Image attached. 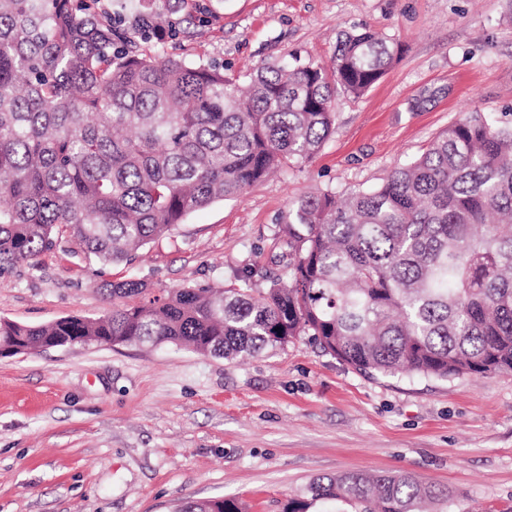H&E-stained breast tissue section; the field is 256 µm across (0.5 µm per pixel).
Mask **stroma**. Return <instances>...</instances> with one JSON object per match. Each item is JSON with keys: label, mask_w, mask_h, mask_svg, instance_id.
I'll list each match as a JSON object with an SVG mask.
<instances>
[{"label": "stroma", "mask_w": 512, "mask_h": 512, "mask_svg": "<svg viewBox=\"0 0 512 512\" xmlns=\"http://www.w3.org/2000/svg\"><path fill=\"white\" fill-rule=\"evenodd\" d=\"M157 44L246 75L292 55L329 63L341 30L399 44L363 96L338 97L312 160L190 214L112 266L61 242L0 274V320L112 308L105 280L220 287L274 269L300 194L378 185L471 114L512 120V0H155ZM409 474L449 512L512 507V372L441 380L364 374L300 336L244 361L172 344L54 347L0 358V512H178L235 499L283 512L325 475Z\"/></svg>", "instance_id": "1"}]
</instances>
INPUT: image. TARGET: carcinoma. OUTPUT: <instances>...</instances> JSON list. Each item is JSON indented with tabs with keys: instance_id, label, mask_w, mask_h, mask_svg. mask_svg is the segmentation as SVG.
<instances>
[{
	"instance_id": "obj_1",
	"label": "carcinoma",
	"mask_w": 512,
	"mask_h": 512,
	"mask_svg": "<svg viewBox=\"0 0 512 512\" xmlns=\"http://www.w3.org/2000/svg\"><path fill=\"white\" fill-rule=\"evenodd\" d=\"M150 31L86 0H0V273L64 236L104 265L217 200L310 161L336 95L358 98L399 45L344 32L330 64L294 59L243 78L152 47ZM512 123L448 126L369 190L290 201L284 272L156 295L105 281L112 312L67 324L0 320V344L187 347L252 357L308 335L354 369L448 379L512 371ZM448 489L408 474L322 476L285 512H425ZM179 512H243L235 499Z\"/></svg>"
}]
</instances>
